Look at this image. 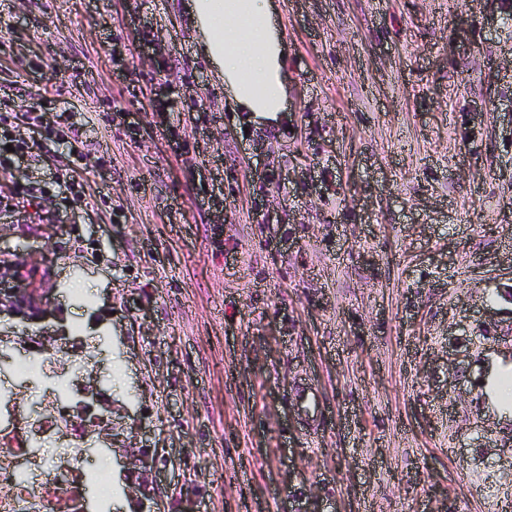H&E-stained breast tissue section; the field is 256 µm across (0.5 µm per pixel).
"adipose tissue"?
Masks as SVG:
<instances>
[{
  "mask_svg": "<svg viewBox=\"0 0 512 512\" xmlns=\"http://www.w3.org/2000/svg\"><path fill=\"white\" fill-rule=\"evenodd\" d=\"M191 11L203 50L223 67L237 111L278 121L290 94L288 44L271 0H194Z\"/></svg>",
  "mask_w": 512,
  "mask_h": 512,
  "instance_id": "1",
  "label": "adipose tissue"
}]
</instances>
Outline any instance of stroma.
I'll list each match as a JSON object with an SVG mask.
<instances>
[{"instance_id": "stroma-1", "label": "stroma", "mask_w": 512, "mask_h": 512, "mask_svg": "<svg viewBox=\"0 0 512 512\" xmlns=\"http://www.w3.org/2000/svg\"><path fill=\"white\" fill-rule=\"evenodd\" d=\"M190 0H0V94L58 126L0 213V277L51 278L0 317L97 386L89 499L135 512L120 452L158 454L161 512H512V0H272L289 110L246 126ZM91 166L86 203L52 183ZM37 266H29V257ZM315 385L321 422L293 407ZM45 191H48L47 188H36L29 183L14 181L10 192L0 195V211L15 212L19 209L20 204L29 202L32 198L37 197L38 193ZM17 284L10 288H3L4 281L0 283V313L8 311L26 320L40 318L44 306L48 304L46 288H50L48 281L36 282L30 277H25L22 271H17L10 276ZM32 311V312H30Z\"/></svg>"}]
</instances>
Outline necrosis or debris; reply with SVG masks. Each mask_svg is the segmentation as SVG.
<instances>
[{"label": "necrosis or debris", "mask_w": 512, "mask_h": 512, "mask_svg": "<svg viewBox=\"0 0 512 512\" xmlns=\"http://www.w3.org/2000/svg\"><path fill=\"white\" fill-rule=\"evenodd\" d=\"M61 395L60 388L46 389L35 417L12 390L0 388V408L13 420L10 431H0V512H86L85 488L96 478L79 466L87 418L77 409L63 412ZM47 433L62 439L63 452L46 455Z\"/></svg>", "instance_id": "1"}]
</instances>
